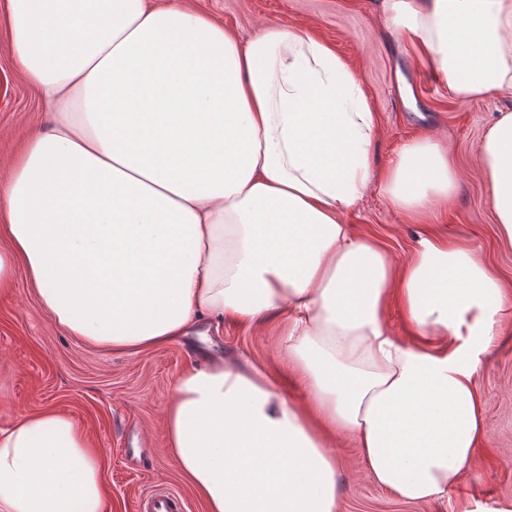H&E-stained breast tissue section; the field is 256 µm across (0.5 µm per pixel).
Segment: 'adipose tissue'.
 <instances>
[{
    "label": "adipose tissue",
    "mask_w": 512,
    "mask_h": 512,
    "mask_svg": "<svg viewBox=\"0 0 512 512\" xmlns=\"http://www.w3.org/2000/svg\"><path fill=\"white\" fill-rule=\"evenodd\" d=\"M381 8L454 98L508 100L476 158L512 243V0ZM0 14L50 114L0 191V288L24 264L53 322L119 353L278 324L301 399L220 352L171 385L167 445L205 512H338L339 435L396 499H446L487 437L475 375L512 289L465 241L421 234L399 264L343 218L375 187L430 223L457 189L447 143L374 166L357 71L304 27L244 44L187 0H0ZM102 470L64 413L0 428V512H106Z\"/></svg>",
    "instance_id": "ef3b65f1"
}]
</instances>
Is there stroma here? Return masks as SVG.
<instances>
[{
  "label": "stroma",
  "mask_w": 512,
  "mask_h": 512,
  "mask_svg": "<svg viewBox=\"0 0 512 512\" xmlns=\"http://www.w3.org/2000/svg\"><path fill=\"white\" fill-rule=\"evenodd\" d=\"M240 42L264 23L310 27L356 69L361 89L378 116L374 165L422 134L447 140L460 178L448 209L432 230L468 241L512 287V245L500 240L489 190L475 162L476 148L503 108L489 96L461 102L434 79L428 64L414 61L378 11L377 0H190ZM0 24V183L17 142L45 114L9 51ZM359 234L379 238L396 260L411 253L419 225L405 223L378 190H370L345 218ZM269 325L245 330L228 323L215 342L226 356L277 375L296 395ZM192 339L137 354H116L85 344L56 325L41 306L25 269L0 289V427L48 409L69 415L90 437L104 461L108 512H136L141 494L162 485L182 494L187 512L203 505L178 473L167 448L164 408L174 377L199 362ZM476 382L485 397L486 442L467 477L447 501L412 504L375 486L353 438L336 443L340 461V512H454L469 500L476 512H512V324L483 358Z\"/></svg>",
  "instance_id": "1"
}]
</instances>
